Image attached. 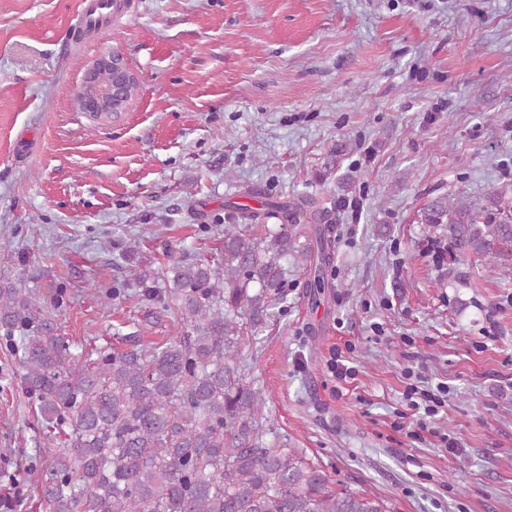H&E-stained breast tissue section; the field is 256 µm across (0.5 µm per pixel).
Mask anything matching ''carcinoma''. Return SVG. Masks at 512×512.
I'll use <instances>...</instances> for the list:
<instances>
[{
	"label": "carcinoma",
	"mask_w": 512,
	"mask_h": 512,
	"mask_svg": "<svg viewBox=\"0 0 512 512\" xmlns=\"http://www.w3.org/2000/svg\"><path fill=\"white\" fill-rule=\"evenodd\" d=\"M267 215L277 224H257ZM224 225L218 258L181 256L161 271L163 311L180 325L165 342L106 348L81 359L57 314L26 284L0 279V331L36 415L69 425L38 481L45 512H388L384 500L334 490L294 449L268 439L262 390L241 346L264 332L288 277L326 299L335 228L310 194L266 201ZM439 267L461 286L465 259L490 273L512 258V197L478 209L438 196L417 215Z\"/></svg>",
	"instance_id": "carcinoma-1"
}]
</instances>
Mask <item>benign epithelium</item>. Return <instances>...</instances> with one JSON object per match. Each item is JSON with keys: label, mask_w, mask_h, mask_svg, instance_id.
I'll return each mask as SVG.
<instances>
[{"label": "benign epithelium", "mask_w": 512, "mask_h": 512, "mask_svg": "<svg viewBox=\"0 0 512 512\" xmlns=\"http://www.w3.org/2000/svg\"><path fill=\"white\" fill-rule=\"evenodd\" d=\"M110 70L112 81L102 84L97 78L99 70ZM137 76L129 68L123 54L108 51L100 54L89 67L79 87L78 95L82 98L89 112H125L138 93Z\"/></svg>", "instance_id": "1"}]
</instances>
